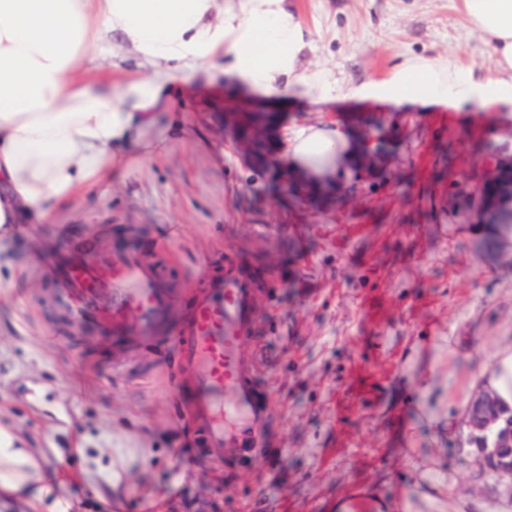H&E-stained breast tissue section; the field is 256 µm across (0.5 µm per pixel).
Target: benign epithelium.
<instances>
[{
	"label": "benign epithelium",
	"mask_w": 512,
	"mask_h": 512,
	"mask_svg": "<svg viewBox=\"0 0 512 512\" xmlns=\"http://www.w3.org/2000/svg\"><path fill=\"white\" fill-rule=\"evenodd\" d=\"M229 117L239 126L248 124V132L241 141L243 151L254 162L267 166L278 178L285 177L280 160L271 145L273 120L261 112H231ZM489 184L492 189L483 190L481 206L492 207L498 199H512V171L506 169L494 175ZM466 426L479 452L481 467L499 481L512 482V408L502 405L489 390L478 392L470 401Z\"/></svg>",
	"instance_id": "obj_1"
}]
</instances>
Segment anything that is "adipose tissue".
<instances>
[{"instance_id":"1","label":"adipose tissue","mask_w":512,"mask_h":512,"mask_svg":"<svg viewBox=\"0 0 512 512\" xmlns=\"http://www.w3.org/2000/svg\"><path fill=\"white\" fill-rule=\"evenodd\" d=\"M491 45L493 71L456 58L404 56L382 77L342 88L305 61L314 39L290 0H0V264L21 224L42 219L109 180L130 154L151 153L159 111L177 85L220 77L265 99L314 105L343 97L396 107H512V0H458ZM128 55L136 71L102 63ZM276 145L311 191L359 165V138L333 121L284 126ZM135 454L82 455L87 487L118 488ZM47 451L0 425V512H69L64 471Z\"/></svg>"}]
</instances>
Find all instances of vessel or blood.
I'll return each mask as SVG.
<instances>
[{"label": "vessel or blood", "mask_w": 512, "mask_h": 512, "mask_svg": "<svg viewBox=\"0 0 512 512\" xmlns=\"http://www.w3.org/2000/svg\"><path fill=\"white\" fill-rule=\"evenodd\" d=\"M49 307L78 333L127 343L165 337L178 353L186 389L179 402L209 448L251 450L268 419L252 379L246 346L258 319L261 282L241 259L194 289L182 308L180 289L158 264L128 247L83 238L42 265Z\"/></svg>", "instance_id": "vessel-or-blood-1"}]
</instances>
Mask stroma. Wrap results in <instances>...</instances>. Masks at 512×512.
<instances>
[{"mask_svg": "<svg viewBox=\"0 0 512 512\" xmlns=\"http://www.w3.org/2000/svg\"><path fill=\"white\" fill-rule=\"evenodd\" d=\"M314 31L311 67L343 84L383 76L404 55H450L478 73L490 46L467 30L457 0H294ZM223 80L182 88L181 135L161 114L164 150L124 167L8 245L0 271V422L54 469H78L80 437L138 449L121 512H434V482L474 512L512 489L460 453L463 419L497 355L512 348V244L472 234L480 194L512 164V113L343 98L285 120L350 125L374 159L333 197L286 189L239 148L224 119ZM94 235L155 258L167 243L174 284H202L227 256L275 271L257 304L248 350L269 403L262 443L196 448L178 419V360L163 340L124 348L70 328L41 303L50 249Z\"/></svg>", "mask_w": 512, "mask_h": 512, "instance_id": "obj_1", "label": "stroma"}]
</instances>
